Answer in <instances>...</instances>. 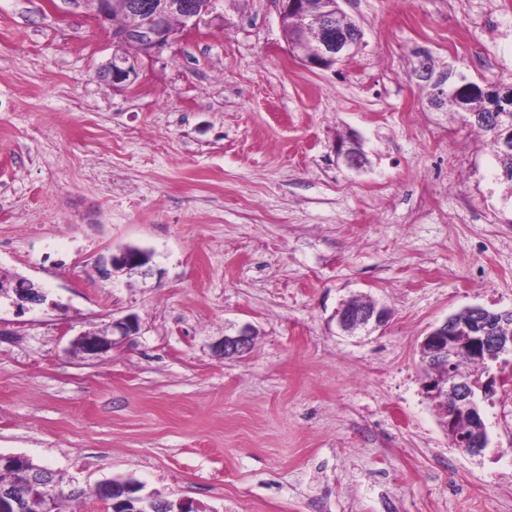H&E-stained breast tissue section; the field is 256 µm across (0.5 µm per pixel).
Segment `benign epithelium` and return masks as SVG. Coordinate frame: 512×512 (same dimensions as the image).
Here are the masks:
<instances>
[{"label":"benign epithelium","instance_id":"7a95c632","mask_svg":"<svg viewBox=\"0 0 512 512\" xmlns=\"http://www.w3.org/2000/svg\"><path fill=\"white\" fill-rule=\"evenodd\" d=\"M218 2L219 0H124L127 10L137 17V22L112 30L115 51L102 65L98 75L116 87L131 84L136 76V64L135 59L124 51V47L139 45L145 56L168 47L180 36L199 29L204 17L216 10ZM339 2L340 0H278L280 26L291 23L298 27V37L290 42L289 50L309 69L330 70L351 59L362 45L363 33L359 27H340L336 24V18L343 14ZM430 68L429 64L423 65L418 77L431 86L430 106L435 108L448 95V88L456 87L464 78L450 83L448 78L456 76V73L435 74ZM333 149L349 169L360 171L369 165L361 143L352 137L334 143ZM150 262V252L125 247L110 256L111 270L105 269L103 273L108 276L112 270H121L128 274L145 276L150 271ZM2 295L14 296L15 304L20 308L45 301L43 292L31 281L23 278L0 281V296ZM464 313L472 316L471 336L465 343H457L452 336L457 318L451 314L424 336L419 353L426 357L424 367L428 371L434 363L444 364L454 359L460 349L495 365L486 379L479 384L459 374L447 384L441 378L431 377L425 386L428 397L443 400L448 417V430H453L459 414L470 416L476 438L468 442L463 452L480 456L490 444V437L480 414V402L491 399L504 387L512 386V363L501 362V358L512 356V336L494 335L485 314V307L481 305L468 306ZM389 319V310L375 302L362 306L346 299L336 310L337 326L349 335L358 331L369 333L384 326ZM138 330L137 319L126 316L101 324L93 335H79L74 344L88 355L100 356L112 350L114 336H133ZM253 336L252 329L243 328L234 336L224 337L218 349L226 358L240 357L250 350ZM0 466L21 469L25 484L36 491L29 500L32 509L36 512H54L56 493L51 470L45 467L29 470L27 458L18 455L0 454ZM106 486L112 487L109 501L111 512H133L129 509L133 499L125 497L128 491L138 488L133 481L112 479L82 487L80 492L96 499ZM137 500L148 502L151 512H188L193 508V503L189 501L173 503L154 494L139 496ZM21 510L23 505L15 493L0 489V512Z\"/></svg>","mask_w":512,"mask_h":512}]
</instances>
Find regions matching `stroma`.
<instances>
[{"mask_svg": "<svg viewBox=\"0 0 512 512\" xmlns=\"http://www.w3.org/2000/svg\"><path fill=\"white\" fill-rule=\"evenodd\" d=\"M340 7L363 39L339 72L290 54L275 0H219L115 87L93 0H0V279L46 295L0 297V453L202 512H512V392L468 456L418 353L465 307L512 308V194L417 76L512 87V0ZM353 134L361 172L333 152ZM127 245L151 273L100 276ZM351 296L388 323L342 333ZM130 314L108 354L74 348ZM39 289L31 281L23 278L0 281V296L10 297L13 294L14 303L20 308L26 304H42L45 295ZM254 332L250 328L241 329L234 336H224V340L218 345V349L224 358L240 357L250 350Z\"/></svg>", "mask_w": 512, "mask_h": 512, "instance_id": "stroma-1", "label": "stroma"}]
</instances>
